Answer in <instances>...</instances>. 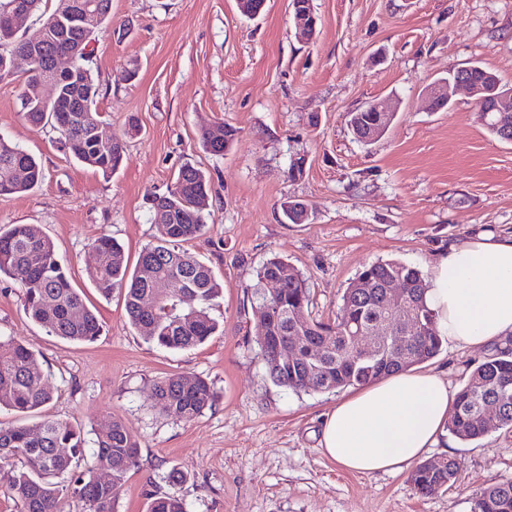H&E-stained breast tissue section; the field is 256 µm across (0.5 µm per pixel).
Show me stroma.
<instances>
[{
  "mask_svg": "<svg viewBox=\"0 0 512 512\" xmlns=\"http://www.w3.org/2000/svg\"><path fill=\"white\" fill-rule=\"evenodd\" d=\"M289 2L267 0L249 18L237 0H112V22L95 40L97 106L127 147L109 176L22 119L21 77L0 80V136L45 174L33 190L0 198V226L29 224L53 239L102 325L91 343L51 336L26 314L18 281L1 278L0 336L34 351L53 399L29 414L1 410L0 423L51 416L102 429L123 420L139 451L116 512H147L154 494L182 499L187 512H471L483 488L512 480V429L467 443L445 434L428 455L456 459L459 477L426 495L406 469H340L319 445L338 393L272 383L247 287L266 259L287 258L308 279L313 317L332 322L368 264L397 259L426 272L453 240L512 233V143L488 133L465 90L437 112L423 100L468 62L512 86V0H312L318 23L307 43L295 37ZM394 98L386 134L356 141L348 114ZM227 125L237 140L224 155L207 153L202 130ZM299 156L304 171L289 177ZM187 162L211 182L206 229L186 248L224 284L211 311L220 332L168 350L145 342L122 296L102 297L88 271L103 261L91 247L102 235L137 261L158 236L149 197ZM286 200L308 206L305 223L284 219ZM485 357L445 345L421 369L457 390ZM170 374L205 378L212 407L190 421L156 410L151 387Z\"/></svg>",
  "mask_w": 512,
  "mask_h": 512,
  "instance_id": "stroma-1",
  "label": "stroma"
}]
</instances>
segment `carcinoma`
Segmentation results:
<instances>
[{"mask_svg":"<svg viewBox=\"0 0 512 512\" xmlns=\"http://www.w3.org/2000/svg\"><path fill=\"white\" fill-rule=\"evenodd\" d=\"M73 0H0V66L4 56L37 43L39 53L50 59L58 53L84 54L96 35L112 22V0H78L98 17L97 26L86 29L70 17ZM24 12L32 23L18 31L3 17ZM47 70L27 73L23 86L22 116L34 126H49L65 151L80 164L105 175L121 165L126 141L113 134L102 136L103 121L97 111L100 84L93 62L75 78L59 79L57 101L41 97ZM488 132L497 139L512 138V113H482ZM356 140L366 141L378 122L376 112H352ZM237 138V130L224 126V138L208 131L201 134L203 147L222 156ZM45 177L41 163L31 154L0 136V197L27 192ZM210 186L204 172L182 166L173 185L150 199L153 222L160 237L145 245L131 267L123 247L110 236H100L92 248L109 256V263L90 272L98 291L110 296L123 293L126 314L149 343L170 350H187L203 345L218 331L210 315L212 302L222 286L211 268L182 248L203 234L209 207ZM19 281L25 312L61 339L85 343L100 335L96 314L88 309L73 288L57 255L55 242L29 224H12L0 229V276ZM393 281L404 286V303L415 313V321L397 327V335L386 336L377 352L358 349L354 335L369 336L388 316L386 287ZM427 276L416 267L397 260H381L366 266L345 288L340 315L333 323L316 320L309 313L311 293L307 278L280 256L267 259L256 272L250 288L251 304L264 310L266 335L277 336L293 346V355L280 360L276 370H267L278 386L293 391L333 392L360 387L405 369L409 359L415 367L434 358L442 347L435 314L428 308ZM155 298L146 307L145 299ZM48 388L35 353L23 343L0 338V408L29 413L48 403ZM155 407L192 420L212 406L214 391L201 377L170 375L153 386ZM498 407V428H512V347L497 348L469 374L456 395L449 430L462 442L477 440L493 431L483 407ZM91 456L95 467L106 469L111 479H94L79 470L87 449L84 429L68 420L46 417L31 428L22 423L0 425V462L13 457L23 468L10 471L20 512H64L62 500L77 498L84 512H116L124 478L136 465L138 446L130 428L121 420L96 433ZM66 452L61 453L59 449ZM459 464L453 458L437 469L430 461L419 464L411 474L415 489L426 494L436 486L456 481ZM148 512H186L182 500L158 496ZM472 512H512V480L483 489L474 498Z\"/></svg>","mask_w":512,"mask_h":512,"instance_id":"carcinoma-1","label":"carcinoma"}]
</instances>
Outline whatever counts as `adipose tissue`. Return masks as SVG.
<instances>
[{"label":"adipose tissue","mask_w":512,"mask_h":512,"mask_svg":"<svg viewBox=\"0 0 512 512\" xmlns=\"http://www.w3.org/2000/svg\"><path fill=\"white\" fill-rule=\"evenodd\" d=\"M426 302L443 340L459 348L512 339V235L485 230L438 251ZM455 394L447 380L402 371L340 398L325 419L323 453L350 472L400 471L439 443Z\"/></svg>","instance_id":"obj_1"}]
</instances>
